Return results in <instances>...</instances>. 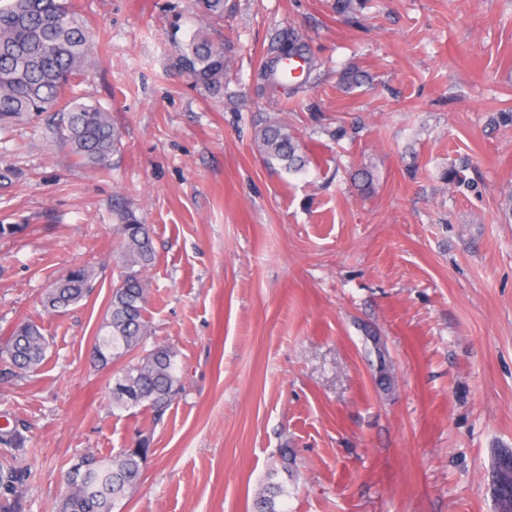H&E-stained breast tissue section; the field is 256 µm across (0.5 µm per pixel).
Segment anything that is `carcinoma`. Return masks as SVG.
Returning <instances> with one entry per match:
<instances>
[{
	"mask_svg": "<svg viewBox=\"0 0 512 512\" xmlns=\"http://www.w3.org/2000/svg\"><path fill=\"white\" fill-rule=\"evenodd\" d=\"M89 28L70 0H0V125L54 112L53 134L70 147L76 163L102 169L120 148V130L106 109L66 99L91 66ZM178 64L203 90L224 89L228 75L224 44L207 32L193 35ZM365 80L356 68L340 76L347 90ZM258 148L267 164L277 162L288 172L301 171L309 162L292 129L280 121L271 120L260 128ZM118 230L121 273L97 332L96 357L103 367L120 364L112 373V408L146 406L160 415L182 391V383L176 374L175 347L146 348L150 325L144 272L156 259L151 232L128 212L120 214ZM94 288V266H74L45 292L42 303L51 313H63ZM46 350V338L33 322H23L0 336V363L12 373L38 371ZM149 453L150 445L142 439L110 464L92 456L79 458L67 473L68 493L58 512H113L140 485ZM488 476L497 512H512V450L500 448L492 454ZM284 494L282 484L267 481L257 493L255 512H282L277 498Z\"/></svg>",
	"mask_w": 512,
	"mask_h": 512,
	"instance_id": "cac0c4a2",
	"label": "carcinoma"
}]
</instances>
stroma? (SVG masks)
<instances>
[{"label": "stroma", "mask_w": 512, "mask_h": 512, "mask_svg": "<svg viewBox=\"0 0 512 512\" xmlns=\"http://www.w3.org/2000/svg\"><path fill=\"white\" fill-rule=\"evenodd\" d=\"M91 25L80 103L121 149L76 165L46 117L0 127V335L49 341L42 369L0 377V469L17 512H55L76 455H152L121 512H495L487 471L512 448V0H72ZM208 27L230 77L196 87L176 58ZM303 47L300 85L268 81ZM359 66L369 84L345 91ZM288 124L304 170L267 165L262 120ZM153 238L150 343L184 391L162 418L113 411L96 331L119 280L117 212ZM93 295L41 297L76 264ZM294 460L279 469L281 450ZM283 485L272 481V477L257 493L254 501L256 512H281L278 508L277 498L284 495Z\"/></svg>", "instance_id": "obj_1"}]
</instances>
